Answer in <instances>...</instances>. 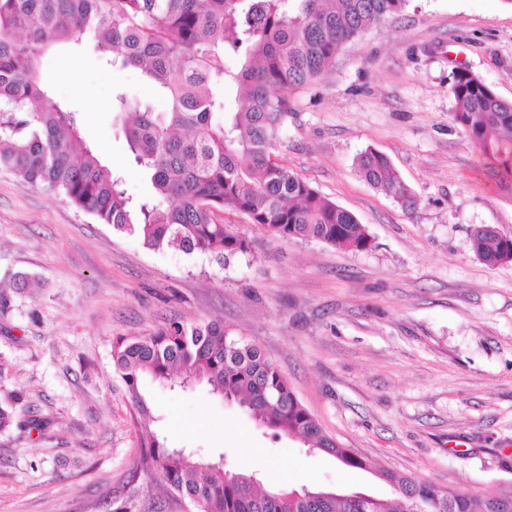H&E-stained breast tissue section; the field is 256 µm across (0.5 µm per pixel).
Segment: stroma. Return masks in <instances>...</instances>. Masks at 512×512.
Here are the masks:
<instances>
[{
  "label": "stroma",
  "mask_w": 512,
  "mask_h": 512,
  "mask_svg": "<svg viewBox=\"0 0 512 512\" xmlns=\"http://www.w3.org/2000/svg\"><path fill=\"white\" fill-rule=\"evenodd\" d=\"M461 67L512 101V0H409L289 94L275 154L364 225L361 252L273 239L231 212L221 220L253 252L228 266L149 251L0 168V402L18 398L47 423L0 436V512H186L147 479L112 361L116 338L174 321L219 320L258 346L365 466L273 437L206 387L145 383L150 428L169 447L231 470L257 460L262 483L287 490L398 501L383 470L479 495L512 489V262L488 265L469 242L476 225L512 235V186L452 119ZM42 74L127 194L150 197L113 124V87L150 97L139 74L105 66L85 40L45 58ZM368 148L391 160L413 212L361 177ZM16 273L40 287L17 292Z\"/></svg>",
  "instance_id": "stroma-1"
}]
</instances>
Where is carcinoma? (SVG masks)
<instances>
[{
	"instance_id": "obj_1",
	"label": "carcinoma",
	"mask_w": 512,
	"mask_h": 512,
	"mask_svg": "<svg viewBox=\"0 0 512 512\" xmlns=\"http://www.w3.org/2000/svg\"><path fill=\"white\" fill-rule=\"evenodd\" d=\"M408 0H0V166L31 186L63 194L103 224L149 250L175 247L219 265L250 251V242L216 212L245 215L266 235L317 240L365 251L371 238L346 209L321 195L274 154L287 115L286 95L324 75L343 48L368 28L401 13ZM93 42L101 58L136 71L153 97L113 92L116 122L130 158L153 197L134 202L120 171L82 143L75 112L42 81L41 61L71 42ZM452 119L512 181V102L467 70L454 76ZM160 100L159 110L154 101ZM361 176L407 212L415 200L389 159L366 150ZM483 262L512 261V236L470 234ZM112 358L139 419L149 418L140 388L206 383L213 395L239 400L275 436L304 440L339 463L366 464L336 444L263 352L217 322H174L155 333L119 337ZM38 431L0 403V434ZM148 479L192 502L197 512H393L374 496L329 489L259 490L252 473L190 461L153 433L140 437ZM401 498L427 512H490L489 496L451 491L383 473Z\"/></svg>"
}]
</instances>
